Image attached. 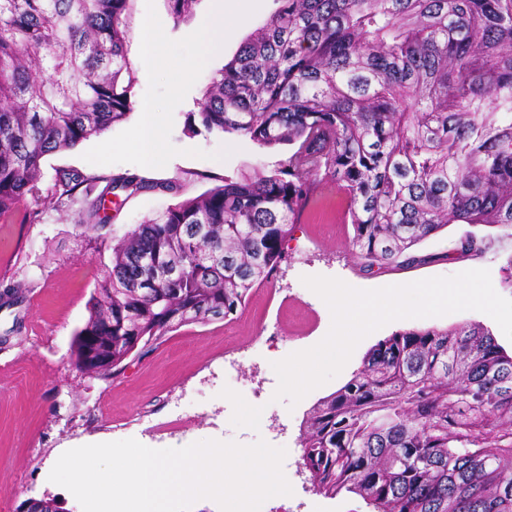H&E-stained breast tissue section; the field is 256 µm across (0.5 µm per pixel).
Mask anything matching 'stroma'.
<instances>
[{
	"instance_id": "35a3bbf8",
	"label": "stroma",
	"mask_w": 512,
	"mask_h": 512,
	"mask_svg": "<svg viewBox=\"0 0 512 512\" xmlns=\"http://www.w3.org/2000/svg\"><path fill=\"white\" fill-rule=\"evenodd\" d=\"M150 2L174 40L187 36L212 7L211 0H195L191 14L178 21L167 0H131L128 54L141 44ZM277 8L276 0H262L246 24L231 31L223 53L205 66L174 111L170 140L181 153L165 167L88 163L83 159L93 146L88 140L46 156L41 195L21 202L17 217L0 220V293L18 289L24 295L20 305L0 309V512H16L22 501L42 497L56 499L64 512H82L74 496L48 479L60 452L129 438L161 449L211 439L242 445L262 439L286 449L283 472L293 493L268 499L261 512L300 504L305 512H368L356 495L329 498L313 491L299 445L309 408L349 379L370 346L399 330L478 322L512 352V341L479 311L402 319L365 337L340 374L296 406L273 401L278 378L272 362L315 345L331 327L325 302L303 284V277H334L355 288L376 289L484 268L496 292L512 299V228L450 224L413 247V254L429 256V263L366 270L349 246L353 230L346 221L347 201L333 185L324 184L284 245L286 262L271 283L253 288L235 315L170 333L127 359L115 377L104 380L75 369L70 358L75 334L88 318V302L111 263L115 243L167 206L221 185L224 177L268 174L287 158L284 145L266 148L234 133L194 134L188 129V116L198 111L211 77ZM225 146L234 149L227 160L211 159V152ZM190 148L207 151V158L187 156ZM67 168L89 176L134 175L170 182L176 189L141 192L112 205L107 224L86 228L78 223L77 207L57 206L47 192L56 170ZM32 211L37 220L22 221V214ZM470 231L480 250L465 256L457 247ZM238 355L243 361L237 371L225 373V358Z\"/></svg>"
}]
</instances>
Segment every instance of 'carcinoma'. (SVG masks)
Instances as JSON below:
<instances>
[{"label":"carcinoma","instance_id":"carcinoma-1","mask_svg":"<svg viewBox=\"0 0 512 512\" xmlns=\"http://www.w3.org/2000/svg\"><path fill=\"white\" fill-rule=\"evenodd\" d=\"M130 0H0V219L39 195L45 156L126 119ZM196 0H167L179 20ZM212 77L189 130L291 146L168 207L112 246L75 335L108 379L189 324L224 320L287 260L314 191L347 199L365 268L408 265L447 224L512 228V0H279ZM175 190L56 171L47 192L107 222L110 196ZM313 490L372 512H512V353L482 324L379 340L300 428Z\"/></svg>","mask_w":512,"mask_h":512}]
</instances>
